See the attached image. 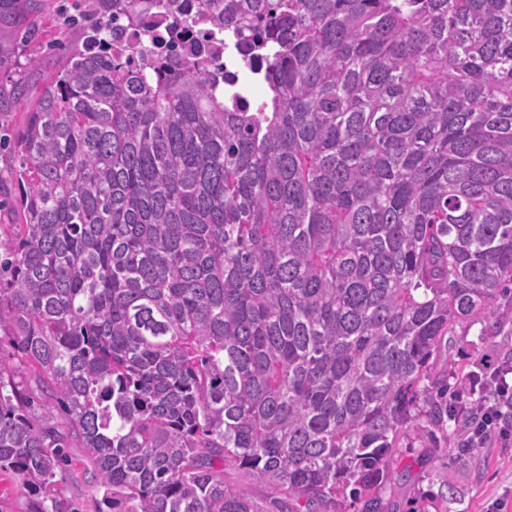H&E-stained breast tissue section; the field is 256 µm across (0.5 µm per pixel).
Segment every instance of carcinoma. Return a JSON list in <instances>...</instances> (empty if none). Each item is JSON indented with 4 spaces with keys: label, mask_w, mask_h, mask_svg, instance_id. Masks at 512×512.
I'll return each instance as SVG.
<instances>
[{
    "label": "carcinoma",
    "mask_w": 512,
    "mask_h": 512,
    "mask_svg": "<svg viewBox=\"0 0 512 512\" xmlns=\"http://www.w3.org/2000/svg\"><path fill=\"white\" fill-rule=\"evenodd\" d=\"M47 9L0 0V24L34 42ZM199 20L254 32L268 99L224 101ZM72 24L35 102L0 84L25 114L0 472L30 512H64L67 448L112 512H267L228 468L273 512H398L401 441L435 454L474 392L448 340L512 324V0H83ZM224 481H226L228 485L246 491L247 494L255 499L266 500L271 497V489L268 485L256 481L244 471L227 470L224 473Z\"/></svg>",
    "instance_id": "obj_1"
}]
</instances>
